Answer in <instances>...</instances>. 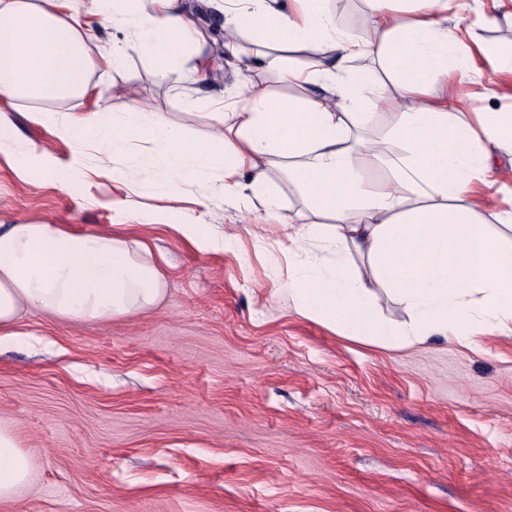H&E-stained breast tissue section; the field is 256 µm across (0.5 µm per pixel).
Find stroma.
<instances>
[{
    "instance_id": "35a3bbf8",
    "label": "stroma",
    "mask_w": 512,
    "mask_h": 512,
    "mask_svg": "<svg viewBox=\"0 0 512 512\" xmlns=\"http://www.w3.org/2000/svg\"><path fill=\"white\" fill-rule=\"evenodd\" d=\"M466 75L437 78V99L460 101L473 128L512 110V0H475ZM208 82L187 68L157 80L155 60L131 58L114 78L92 73L85 100L102 119L145 103L194 139L213 121L211 99L234 100L242 81L292 96L305 89L275 71L241 75L213 44ZM371 107L352 129L389 141L395 114ZM16 149L72 150L13 113ZM279 217L212 195L202 182L171 197L140 198L102 176L62 185L0 156V224L118 230L150 248L165 297L109 323L25 313L0 343V428L16 437L29 478L0 512H512V335L474 331L470 345L440 338L409 348L355 341L303 316L288 298L289 224L312 222L282 171L269 174ZM206 195L204 223L232 248L201 252L176 229ZM472 219L503 241L512 209V155L497 149L470 195ZM146 211L164 223L146 226Z\"/></svg>"
}]
</instances>
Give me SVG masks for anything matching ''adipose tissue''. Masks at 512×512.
<instances>
[{
  "instance_id": "adipose-tissue-1",
  "label": "adipose tissue",
  "mask_w": 512,
  "mask_h": 512,
  "mask_svg": "<svg viewBox=\"0 0 512 512\" xmlns=\"http://www.w3.org/2000/svg\"><path fill=\"white\" fill-rule=\"evenodd\" d=\"M222 2L225 57L268 70L311 52L287 76L304 87L322 85V93L290 99L243 84L232 104L215 101L217 126L203 142L144 105L108 122L94 111L46 110V101L90 96L91 69L114 71L133 55L161 61V77L165 63L191 60L198 81H207L208 39L187 0H0V155L24 169L39 162L61 184L90 169L123 178L113 163L125 157L142 170L130 185L134 195H166L210 180L221 196L247 197L269 215L280 207L269 180L278 168L303 189L317 217L289 237L296 261L287 291L304 316L339 326L347 338L393 348L435 335L464 344L471 330L511 323L512 247L471 219L469 187L487 175L488 154L456 104L430 100L436 75L471 62L447 17H465L469 0H416L419 14L410 21L394 13L392 0H369L363 39L337 32L327 0H293L290 9L278 0ZM94 17L114 31L96 51ZM338 55L373 57L414 100L411 111L396 115L400 157L388 159L385 141L354 137L353 110L386 97L370 75L338 70ZM9 107L70 143L72 164L55 167L34 148L17 153ZM88 156L93 166L85 165ZM363 160L388 162L390 179L368 187ZM326 215L335 223H323ZM354 252L369 260L371 278L350 271ZM382 293L405 307L407 322L384 317ZM163 296V275L139 241L60 224H0V329L24 312L109 322L144 313ZM28 475L17 441L0 430V501Z\"/></svg>"
}]
</instances>
